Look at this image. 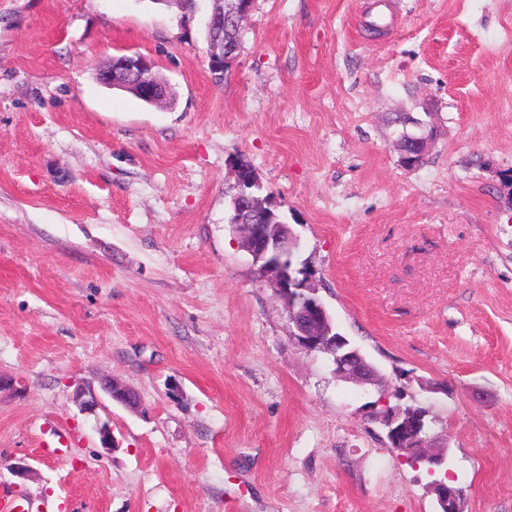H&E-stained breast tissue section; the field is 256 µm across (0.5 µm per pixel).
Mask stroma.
Instances as JSON below:
<instances>
[{"label": "stroma", "instance_id": "obj_1", "mask_svg": "<svg viewBox=\"0 0 512 512\" xmlns=\"http://www.w3.org/2000/svg\"><path fill=\"white\" fill-rule=\"evenodd\" d=\"M374 6L253 0L218 80L208 0H0V495L437 512L378 417L418 405L464 512H512V0H391L376 33ZM131 54L174 105L97 81ZM406 134L431 139L412 168ZM241 162L382 386L292 336L227 222ZM108 376L142 410L81 411Z\"/></svg>", "mask_w": 512, "mask_h": 512}]
</instances>
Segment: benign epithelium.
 Returning a JSON list of instances; mask_svg holds the SVG:
<instances>
[{
  "label": "benign epithelium",
  "mask_w": 512,
  "mask_h": 512,
  "mask_svg": "<svg viewBox=\"0 0 512 512\" xmlns=\"http://www.w3.org/2000/svg\"><path fill=\"white\" fill-rule=\"evenodd\" d=\"M212 9L209 21L210 38L208 40L209 64L217 62L216 46L224 43V23H230L235 29L244 28L251 10L252 0H211ZM127 77L136 95L145 101L159 103L164 98L165 87L146 76L151 64L141 56H132L124 63ZM427 138L415 137L403 143L404 160L408 165L417 163L423 156ZM229 224L237 239L243 242L242 248L252 257L258 270L262 272L261 281L285 301L288 319L295 328L294 338L298 344L309 351H326L332 354L331 362L336 377L362 386H377L379 376L364 360L358 348L346 340L330 335L327 328V314L318 297H303L293 294L294 279L284 268L272 273L268 271V262L272 258H282L292 254L298 245V239L288 234L281 224H263L261 232L252 233V225L242 222L240 212L234 211ZM102 389L111 400L124 404L129 399L128 388L123 384L107 380ZM77 401L81 410L92 412L98 405L93 388L86 386L77 391ZM401 412L391 413L388 426L393 434L405 433L407 438L399 452L415 456L429 472L448 471V448L436 446L432 438L418 431V426L409 421L400 420ZM435 494L439 503L452 510L456 508L460 492L443 482L435 484Z\"/></svg>",
  "instance_id": "7a95c632"
}]
</instances>
